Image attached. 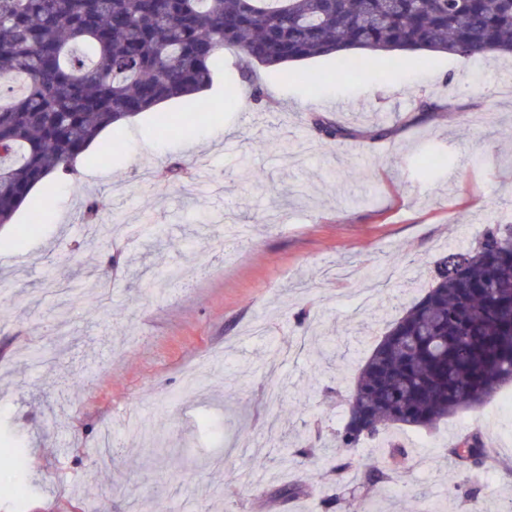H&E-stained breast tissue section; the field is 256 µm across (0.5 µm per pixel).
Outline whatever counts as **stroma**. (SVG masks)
Segmentation results:
<instances>
[{
  "mask_svg": "<svg viewBox=\"0 0 512 512\" xmlns=\"http://www.w3.org/2000/svg\"><path fill=\"white\" fill-rule=\"evenodd\" d=\"M224 64L205 94L219 119L184 99L161 104L168 129L138 115L113 128L120 151L84 154L79 186L47 178L0 232V450L19 448L28 477L19 498L0 470V512H323L317 424L346 421L358 368L436 262L512 223V95L494 80L511 56L405 51L354 74L331 57L294 62L306 85L266 68L243 82L231 48ZM255 83L269 103L240 105ZM418 94L442 111L413 121ZM316 114L391 134L337 145ZM175 161L194 193L161 178ZM95 194L125 223L155 225L160 246L87 244L79 215ZM225 218L252 227L229 262ZM177 267L186 276L171 278ZM101 276L92 315L48 290ZM322 357L345 369L310 384ZM474 429L495 443L478 473L484 512H512V384L435 428L394 425L360 445L355 457L392 478L366 489L350 473L337 512L366 499L380 512H473L447 492L464 474L444 453ZM394 442L411 458L392 462ZM292 484L303 494L282 496Z\"/></svg>",
  "mask_w": 512,
  "mask_h": 512,
  "instance_id": "35a3bbf8",
  "label": "stroma"
}]
</instances>
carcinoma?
<instances>
[{"mask_svg":"<svg viewBox=\"0 0 512 512\" xmlns=\"http://www.w3.org/2000/svg\"><path fill=\"white\" fill-rule=\"evenodd\" d=\"M279 68L308 82L293 61L332 55L366 71L402 51L463 59L512 54V0H0V80L26 78L0 95V224L32 187L62 174L79 187L77 159L106 127L175 98L196 96L224 67ZM318 134L338 145L371 136L325 116ZM512 383V224H495L464 252L437 262L428 291L388 327L359 369L347 421L333 434L331 512L344 476L390 479L352 451L392 425L430 429L481 407ZM490 448L461 435L446 457L467 472L449 493L475 496Z\"/></svg>","mask_w":512,"mask_h":512,"instance_id":"1","label":"carcinoma"}]
</instances>
